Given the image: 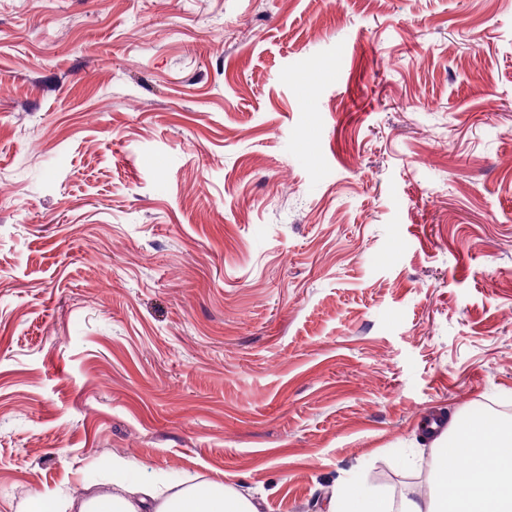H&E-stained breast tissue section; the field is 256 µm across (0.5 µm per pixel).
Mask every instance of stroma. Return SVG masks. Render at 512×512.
I'll return each instance as SVG.
<instances>
[{"instance_id": "stroma-1", "label": "stroma", "mask_w": 512, "mask_h": 512, "mask_svg": "<svg viewBox=\"0 0 512 512\" xmlns=\"http://www.w3.org/2000/svg\"><path fill=\"white\" fill-rule=\"evenodd\" d=\"M0 78V512L397 499L512 407V0H0ZM105 490L66 498L73 512H260L251 497L222 482L195 481L173 491L168 482L143 475L123 458H112Z\"/></svg>"}]
</instances>
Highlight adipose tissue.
Masks as SVG:
<instances>
[{"mask_svg": "<svg viewBox=\"0 0 512 512\" xmlns=\"http://www.w3.org/2000/svg\"><path fill=\"white\" fill-rule=\"evenodd\" d=\"M432 493L392 500L347 484L332 491L328 512H512V420L473 413L452 422L435 443ZM70 512H260L251 497L218 481L173 489L114 458L103 491L66 500Z\"/></svg>", "mask_w": 512, "mask_h": 512, "instance_id": "ef3b65f1", "label": "adipose tissue"}]
</instances>
